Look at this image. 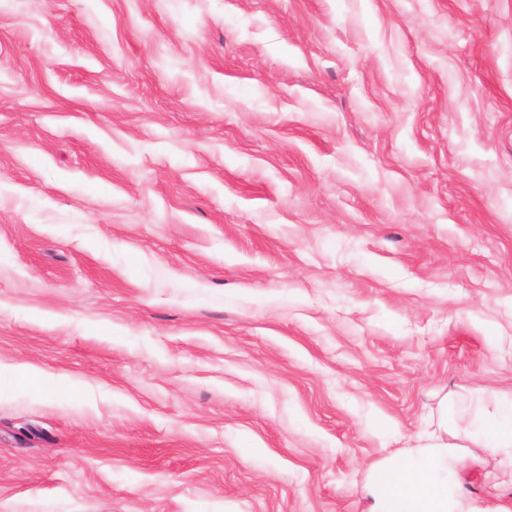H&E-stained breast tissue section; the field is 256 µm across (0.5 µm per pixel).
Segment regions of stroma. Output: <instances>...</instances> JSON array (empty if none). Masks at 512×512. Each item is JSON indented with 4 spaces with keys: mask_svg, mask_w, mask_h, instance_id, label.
<instances>
[{
    "mask_svg": "<svg viewBox=\"0 0 512 512\" xmlns=\"http://www.w3.org/2000/svg\"><path fill=\"white\" fill-rule=\"evenodd\" d=\"M18 364L0 512H366L512 396V0H0Z\"/></svg>",
    "mask_w": 512,
    "mask_h": 512,
    "instance_id": "1",
    "label": "stroma"
}]
</instances>
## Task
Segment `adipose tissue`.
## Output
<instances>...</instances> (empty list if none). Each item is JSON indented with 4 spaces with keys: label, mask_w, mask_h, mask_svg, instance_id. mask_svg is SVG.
I'll use <instances>...</instances> for the list:
<instances>
[{
    "label": "adipose tissue",
    "mask_w": 512,
    "mask_h": 512,
    "mask_svg": "<svg viewBox=\"0 0 512 512\" xmlns=\"http://www.w3.org/2000/svg\"><path fill=\"white\" fill-rule=\"evenodd\" d=\"M481 448L512 474V399L478 405L474 417L449 421L440 415L416 446L376 463L369 475L367 512H478L459 479Z\"/></svg>",
    "instance_id": "1"
}]
</instances>
